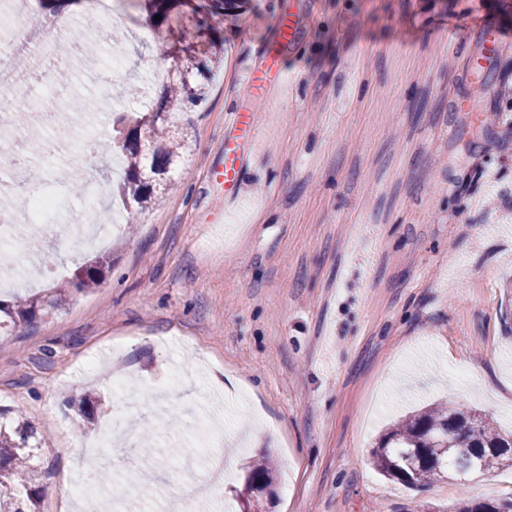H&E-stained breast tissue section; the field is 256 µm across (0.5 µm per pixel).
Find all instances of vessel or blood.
I'll return each mask as SVG.
<instances>
[{
  "mask_svg": "<svg viewBox=\"0 0 512 512\" xmlns=\"http://www.w3.org/2000/svg\"><path fill=\"white\" fill-rule=\"evenodd\" d=\"M501 40L500 32L485 30L481 51L474 60V72L484 71L491 64ZM254 128L255 115L252 111L244 108L233 111L224 135L221 158L210 171L212 181L223 186L225 200H235L240 193V173L250 150Z\"/></svg>",
  "mask_w": 512,
  "mask_h": 512,
  "instance_id": "1",
  "label": "vessel or blood"
}]
</instances>
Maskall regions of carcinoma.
Masks as SVG:
<instances>
[{"label": "carcinoma", "instance_id": "1", "mask_svg": "<svg viewBox=\"0 0 512 512\" xmlns=\"http://www.w3.org/2000/svg\"><path fill=\"white\" fill-rule=\"evenodd\" d=\"M248 0H142L145 22L172 60L160 103L131 115L111 117L112 153L126 162L125 177L113 190L132 219L155 200L156 188L167 185L173 160L188 146L179 125L189 105L202 96L195 82L204 68L203 57L217 55L224 40L215 19L246 9ZM161 20H154V16ZM112 267L108 254L95 255L76 266L45 296L0 300V335L34 321L45 308L62 306L71 293L99 286ZM33 426L17 413L11 424L0 422V512H41L44 471L39 465L42 442L31 443ZM375 468L387 479L411 489L422 488L442 475L454 473L460 484L475 470L512 467V433L502 434L487 417L438 403L417 410L390 426L372 449ZM272 465L259 459L249 467L246 481L253 490L270 489ZM431 512H512V497L475 500L462 497L451 506Z\"/></svg>", "mask_w": 512, "mask_h": 512}]
</instances>
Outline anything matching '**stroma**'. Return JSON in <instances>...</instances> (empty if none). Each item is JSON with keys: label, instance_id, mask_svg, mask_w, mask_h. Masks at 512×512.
I'll return each mask as SVG.
<instances>
[{"label": "stroma", "instance_id": "1", "mask_svg": "<svg viewBox=\"0 0 512 512\" xmlns=\"http://www.w3.org/2000/svg\"><path fill=\"white\" fill-rule=\"evenodd\" d=\"M140 0H82L72 20L96 38L71 60L72 83L0 95V114L54 108L43 143H0V209L16 195L52 190L61 208L44 223L45 251L24 238L6 249L16 287L35 293L82 262L63 224H99L56 167L111 186V154L86 152L109 138L120 99L88 67L103 47L123 53L118 84L151 92L169 66L140 24ZM512 31V0H249L222 19L224 49L210 60L201 100L182 117L190 145L162 201L126 228L107 203L112 231L94 251L112 256L103 285L0 340V408L20 412L44 440L48 493L42 512H69V484L106 423L132 459L146 445L170 449L153 486L136 485L130 512H159L185 490L191 454L183 420L229 419L233 469L197 512H242L254 459L275 467L267 512H422L461 495L512 493V468L445 478L412 490L374 469L371 450L394 420L448 401L512 431V42L471 84L480 27ZM283 74L254 101V142L235 202L209 183L224 124L242 101V77ZM474 96L478 111L453 103ZM90 100L93 114L65 107ZM31 155L20 180L11 157ZM46 275L27 282L25 269ZM103 369L90 371V361ZM184 374L163 387L171 362ZM131 374L128 405L111 374ZM479 374L491 387L471 382ZM99 406L83 425L79 400Z\"/></svg>", "mask_w": 512, "mask_h": 512}]
</instances>
